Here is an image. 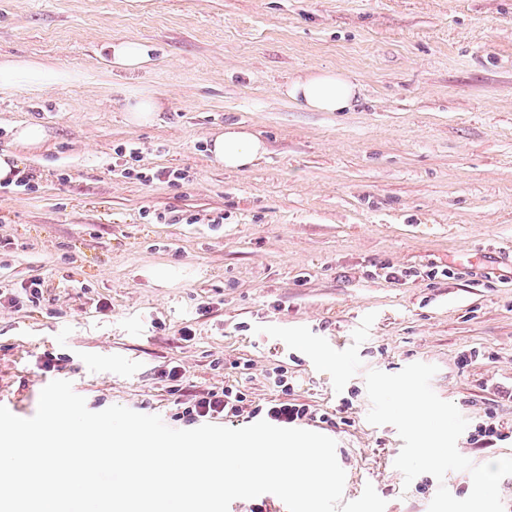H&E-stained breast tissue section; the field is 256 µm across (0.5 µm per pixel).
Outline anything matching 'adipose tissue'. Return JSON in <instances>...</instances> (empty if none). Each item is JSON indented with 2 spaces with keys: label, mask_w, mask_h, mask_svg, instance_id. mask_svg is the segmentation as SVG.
<instances>
[{
  "label": "adipose tissue",
  "mask_w": 512,
  "mask_h": 512,
  "mask_svg": "<svg viewBox=\"0 0 512 512\" xmlns=\"http://www.w3.org/2000/svg\"><path fill=\"white\" fill-rule=\"evenodd\" d=\"M113 68L135 74L146 70L153 62L155 48L137 40H117L109 46ZM360 92V86L346 73L338 70H314L289 80L283 95L303 108L314 112H345L350 110ZM267 151L264 141L246 128L230 125L211 140L213 159L228 170L251 166Z\"/></svg>",
  "instance_id": "1"
}]
</instances>
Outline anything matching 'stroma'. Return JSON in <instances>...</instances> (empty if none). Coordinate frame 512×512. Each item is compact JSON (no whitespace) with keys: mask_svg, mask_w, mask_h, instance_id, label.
Here are the masks:
<instances>
[{"mask_svg":"<svg viewBox=\"0 0 512 512\" xmlns=\"http://www.w3.org/2000/svg\"><path fill=\"white\" fill-rule=\"evenodd\" d=\"M129 38L156 48L134 75L107 61ZM0 57L65 76L0 87V153L35 182L0 184V405L32 417L59 379L91 411L193 429L186 403L236 381L250 406L310 405L344 500L370 484L385 512H428L468 474L404 485L364 379L423 362L470 425L507 434L458 451L512 456V0H0ZM317 69L360 84L351 111L280 94ZM141 93L161 104L146 127L125 112ZM22 121L41 149L16 146ZM229 124L266 142L253 166L211 158ZM46 129L36 122H25L13 129L14 141L29 150L38 149L46 140ZM487 418L485 422L477 425L470 435L472 444H477L479 448L493 447L497 441H502L507 437V434L502 431V426L494 417Z\"/></svg>","mask_w":512,"mask_h":512,"instance_id":"obj_1","label":"stroma"}]
</instances>
